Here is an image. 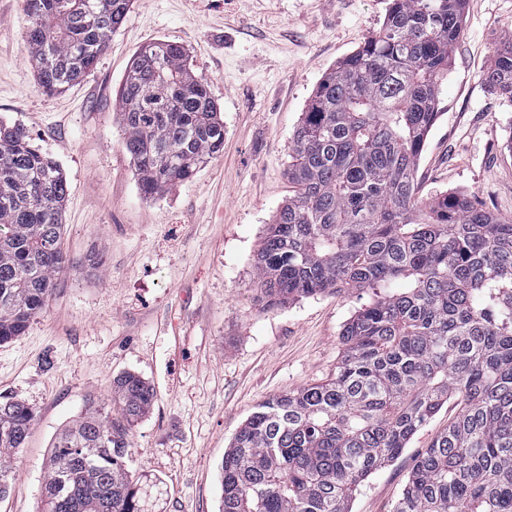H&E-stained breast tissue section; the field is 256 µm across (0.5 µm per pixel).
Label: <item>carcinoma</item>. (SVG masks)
<instances>
[{
  "label": "carcinoma",
  "mask_w": 512,
  "mask_h": 512,
  "mask_svg": "<svg viewBox=\"0 0 512 512\" xmlns=\"http://www.w3.org/2000/svg\"><path fill=\"white\" fill-rule=\"evenodd\" d=\"M464 0H391L379 31L329 69L289 146L288 201L253 267L267 309L350 289L371 301L342 332L322 383L261 402L220 466L219 512H351L356 491L442 406H459L417 458L394 512H512V219L463 193L419 196L417 161L463 32ZM131 0H26L39 87L78 81ZM483 83L512 102V28ZM117 122L141 191L160 195L224 150V121L184 48L135 54ZM69 187L17 125L0 123V345L43 309L73 261ZM155 401L135 373L88 397L55 437L41 512H144L131 433ZM34 411L0 402V498Z\"/></svg>",
  "instance_id": "cac0c4a2"
}]
</instances>
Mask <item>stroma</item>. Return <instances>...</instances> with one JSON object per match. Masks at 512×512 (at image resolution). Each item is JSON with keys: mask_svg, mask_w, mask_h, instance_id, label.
I'll return each mask as SVG.
<instances>
[{"mask_svg": "<svg viewBox=\"0 0 512 512\" xmlns=\"http://www.w3.org/2000/svg\"><path fill=\"white\" fill-rule=\"evenodd\" d=\"M391 0H133L109 50L59 93L38 86L24 0H0V121L21 125L69 185L54 280L25 332L0 346V399L36 420L12 454L0 512H39L55 435L86 398L108 399L133 372L156 394L132 430L146 512H219V465L262 401L327 380L359 290L275 310L255 300L254 254L288 199V148L323 74L384 20ZM418 160L423 196L464 192L512 219V104L481 75L512 0H465ZM179 43L224 121V152L191 179L145 196L123 147L116 90L143 45ZM102 265L88 272L83 260ZM448 402L401 455L372 473L351 512H394L418 456L456 414Z\"/></svg>", "mask_w": 512, "mask_h": 512, "instance_id": "35a3bbf8", "label": "stroma"}]
</instances>
